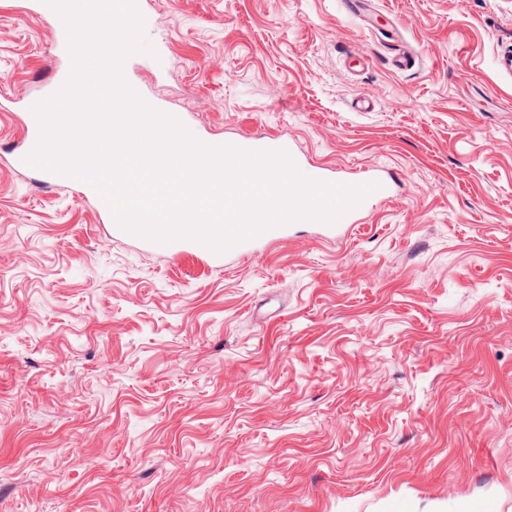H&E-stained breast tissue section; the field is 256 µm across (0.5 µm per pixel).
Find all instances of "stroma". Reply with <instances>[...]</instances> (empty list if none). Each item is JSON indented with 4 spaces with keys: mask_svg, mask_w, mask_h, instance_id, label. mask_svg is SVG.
Returning <instances> with one entry per match:
<instances>
[{
    "mask_svg": "<svg viewBox=\"0 0 512 512\" xmlns=\"http://www.w3.org/2000/svg\"><path fill=\"white\" fill-rule=\"evenodd\" d=\"M142 8L126 76L200 136L399 184L226 267L113 236L6 162L68 57L0 0V512H512V0Z\"/></svg>",
    "mask_w": 512,
    "mask_h": 512,
    "instance_id": "stroma-1",
    "label": "stroma"
}]
</instances>
